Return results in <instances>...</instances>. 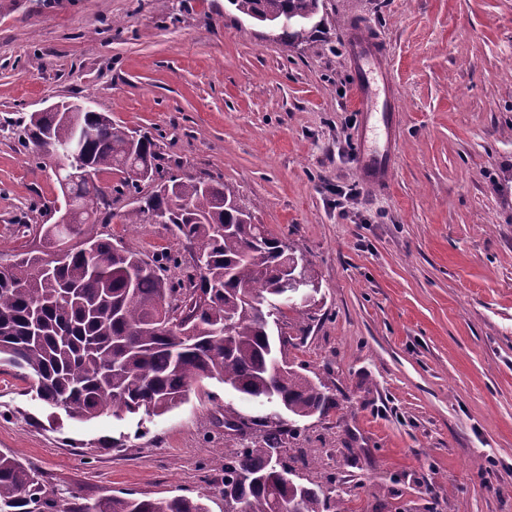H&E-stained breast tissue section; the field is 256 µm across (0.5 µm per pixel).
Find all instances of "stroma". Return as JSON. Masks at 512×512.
Listing matches in <instances>:
<instances>
[{
    "label": "stroma",
    "mask_w": 512,
    "mask_h": 512,
    "mask_svg": "<svg viewBox=\"0 0 512 512\" xmlns=\"http://www.w3.org/2000/svg\"><path fill=\"white\" fill-rule=\"evenodd\" d=\"M352 26L394 130L357 104ZM62 100L149 132L165 174L229 185L310 261L316 302L278 328L332 401L285 439L300 482L338 475L353 512H512V0H321L290 45L228 0H0V252L61 197L11 124ZM361 137L395 141L388 184L359 176ZM134 206L113 200V238L177 250ZM270 411L206 379L160 416L76 422L0 369V453L90 501L225 512L224 457Z\"/></svg>",
    "instance_id": "1"
}]
</instances>
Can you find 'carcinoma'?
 <instances>
[{
	"label": "carcinoma",
	"mask_w": 512,
	"mask_h": 512,
	"mask_svg": "<svg viewBox=\"0 0 512 512\" xmlns=\"http://www.w3.org/2000/svg\"><path fill=\"white\" fill-rule=\"evenodd\" d=\"M240 14L272 23L290 43L304 37L320 0H228ZM96 136L80 144V161L94 172L112 171V192L132 189V167L149 173L141 205L124 214L125 224L168 226L204 262L186 278L171 269L179 253L145 259L112 242L97 215L100 188L86 180L69 183L77 224H40V239L53 244L67 231L82 241L57 271H46L32 251L15 255L12 273L0 276V366L21 370L36 397L65 415L87 422L110 411L162 415L179 406L191 385L215 379L244 398L273 403L294 420L324 412L325 384L303 366L278 356L270 329L274 314L265 302L278 297L290 252L285 241L252 222L250 208L222 182L180 178L164 189L153 137L130 132L105 112H81ZM28 130L47 131L61 151L73 144L70 122L52 112L28 118ZM247 446L224 456V489L242 512H350V500L330 499L269 464V449L290 433L263 424ZM0 512H206L189 497L141 499L132 493L93 503L74 489L59 493L40 469L0 454Z\"/></svg>",
	"instance_id": "obj_1"
}]
</instances>
